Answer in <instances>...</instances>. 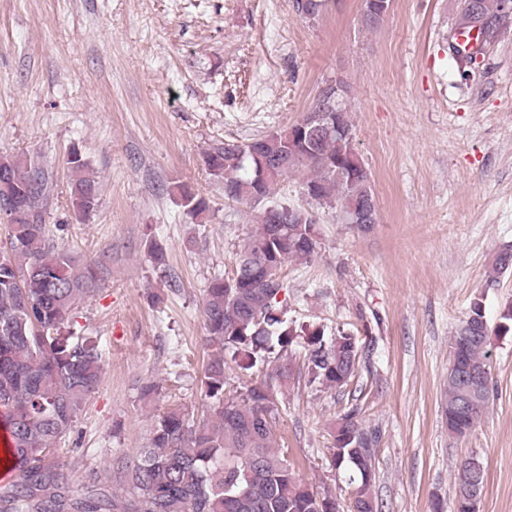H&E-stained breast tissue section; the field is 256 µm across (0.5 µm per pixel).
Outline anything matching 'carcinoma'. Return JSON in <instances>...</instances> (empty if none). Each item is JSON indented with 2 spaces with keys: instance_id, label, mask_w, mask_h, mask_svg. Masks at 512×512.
<instances>
[{
  "instance_id": "1",
  "label": "carcinoma",
  "mask_w": 512,
  "mask_h": 512,
  "mask_svg": "<svg viewBox=\"0 0 512 512\" xmlns=\"http://www.w3.org/2000/svg\"><path fill=\"white\" fill-rule=\"evenodd\" d=\"M362 0L363 23L373 28L388 16L382 3ZM504 0H463L460 27L479 30V47L456 60L461 75L477 77V56L512 19ZM346 85L320 90L291 130L247 142L215 143L205 154L210 176L224 184V198L259 208L258 228L235 255L231 274L213 278L204 290L203 318L209 360L201 378L205 409L195 416L182 409L158 415L148 445L132 463L118 457L123 475L119 491L107 485L86 487L75 497L68 490L64 464L52 450L71 429L81 407L98 390L101 354L88 337L63 333L76 305L94 296L103 281L102 266L81 265L50 237L46 215L52 182L42 167L19 155H0L9 174L5 186L14 210L0 212L7 225V246L0 248V427L10 437L15 478L0 486V512H338L329 492L309 488L274 447L279 409L273 382L291 378L288 347L307 336L304 376L338 393L345 392L362 359L348 335L327 342L318 327L297 329L283 317L280 292L288 263L309 260L316 252L317 213L271 199L288 173L310 169L303 193L329 208L346 224H359L366 201L374 197L371 173L348 158L353 126L342 100ZM67 163L76 177L70 203L79 215L98 204V185L85 175L86 163L71 153ZM175 195L186 214L202 222L209 201L185 185ZM480 304L457 327L449 342L448 433L463 437L476 426L491 388L490 330ZM248 377L264 373L233 397L224 394L225 358ZM484 373L476 407L459 412L464 389L455 370ZM330 465L349 472L355 486L349 512H379L372 494L376 429L363 426L359 409L344 412L330 428Z\"/></svg>"
}]
</instances>
